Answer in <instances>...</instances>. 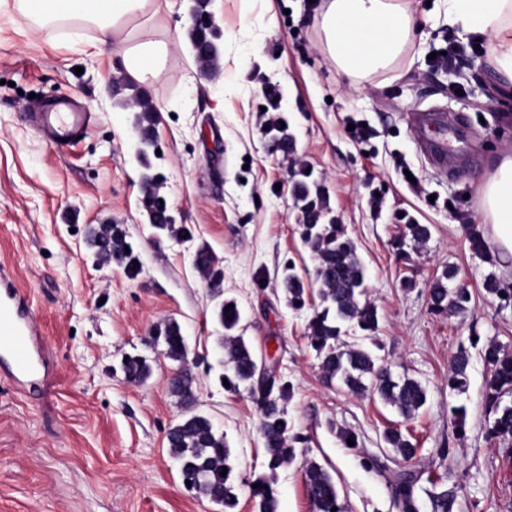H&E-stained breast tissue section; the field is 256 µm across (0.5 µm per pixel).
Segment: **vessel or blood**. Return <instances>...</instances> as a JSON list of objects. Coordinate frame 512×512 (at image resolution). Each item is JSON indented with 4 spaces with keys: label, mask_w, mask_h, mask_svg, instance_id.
<instances>
[{
    "label": "vessel or blood",
    "mask_w": 512,
    "mask_h": 512,
    "mask_svg": "<svg viewBox=\"0 0 512 512\" xmlns=\"http://www.w3.org/2000/svg\"><path fill=\"white\" fill-rule=\"evenodd\" d=\"M88 115L72 110L46 112L42 123L53 132L54 142H75L86 127ZM0 360L8 378L18 380L40 371L38 332L29 304L9 276L0 271Z\"/></svg>",
    "instance_id": "1"
}]
</instances>
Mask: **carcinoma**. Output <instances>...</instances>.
Here are the masks:
<instances>
[{
  "mask_svg": "<svg viewBox=\"0 0 512 512\" xmlns=\"http://www.w3.org/2000/svg\"><path fill=\"white\" fill-rule=\"evenodd\" d=\"M206 4L196 5L195 21L190 30L197 59L208 69L219 68L220 51L211 36L210 19ZM265 131L269 142L276 150L288 156L294 153V136L288 119L280 114L272 115ZM307 165L296 163L291 168L290 182L292 194L301 213V237L316 261L315 285L319 305L314 308L307 325L310 347L320 360L322 377L331 382L339 380L349 392L363 395L370 392L382 401L394 406L406 421L415 418L427 402L428 392L421 381L405 376L395 379L388 368L378 362L371 351L357 345L341 342L343 328H353L369 336L378 329V312L367 298L365 267L357 256L352 240L347 236L344 225L335 223L327 202V191L323 182L306 172ZM147 193L144 205L149 219L159 231L186 234L188 229L175 228L167 221V205L160 204L158 193L160 176L146 174L143 177ZM431 238V229L426 224H404L400 236L395 241L399 255L408 256V250L423 248ZM98 252L105 257H113L124 262L130 258L125 252L129 245L126 233L114 224L99 228L93 238ZM472 250L485 261L493 263L497 258L490 253L486 241L477 230L470 237ZM196 266L203 276L215 283L221 281L222 272L217 268L216 259L205 249L198 250ZM456 271L446 270L428 289V300L432 310L450 317L463 315L468 311L471 294L468 288L448 287L455 279ZM282 288L288 298V305L300 310L306 304L308 291L305 282L293 272L285 273ZM487 293L498 300L502 307L512 306V284L495 277L485 280ZM223 291L216 290L219 298L217 316L224 326V379L229 389L247 390L256 400L264 403L260 407L259 432L264 446L265 472L255 479H241L237 471L231 448L218 434L209 417L197 413L193 407L197 401L194 387L195 378L188 364V350L180 326L175 322L165 323L157 332L156 339L163 341L166 357L179 363L169 387L184 405L186 412L167 432L166 438L170 453L179 464L182 480L191 481L189 490L196 496L205 498L223 508V512H235L239 504V485L248 486L256 512H278L276 482L278 472L288 466L297 456L295 444L301 442L290 434L287 402L292 386L280 379L259 389L255 380L260 373L258 360L247 345L244 336L237 333L241 315L236 301L222 299ZM233 305L225 310L227 305ZM485 364L491 376L485 393L486 406L492 420L487 426V436L498 442H512V401L504 402V396L512 394V354L504 351L493 341H488L481 349ZM471 353L465 345H460L450 361L448 387L462 392L466 389ZM122 370L129 382L141 383L152 372L151 365L140 356H128L122 362ZM383 441L394 457L407 464V468L397 473L393 483V495L399 512H419L415 496V486L424 471L419 468L418 448L397 428L384 431ZM227 473H222V470ZM305 484L314 512H344L339 502L336 479L321 464L314 460L306 463Z\"/></svg>",
  "mask_w": 512,
  "mask_h": 512,
  "instance_id": "carcinoma-1",
  "label": "carcinoma"
}]
</instances>
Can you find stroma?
Wrapping results in <instances>:
<instances>
[{"label":"stroma","instance_id":"obj_1","mask_svg":"<svg viewBox=\"0 0 512 512\" xmlns=\"http://www.w3.org/2000/svg\"><path fill=\"white\" fill-rule=\"evenodd\" d=\"M191 5L170 0L148 22L149 35L171 51L146 85L128 77L119 46L93 52L91 26L38 29L21 8L0 13V267L30 304L49 372L40 392L0 377V512H221L184 488L168 453L167 432L182 414L168 388L177 365L151 339L167 321L186 340L198 411L223 434L242 474L261 472L259 406L221 380L224 328L194 263L202 246L223 272L225 297L238 304L246 342L293 385L288 419L306 451L278 473V512H313L303 481L310 459L335 477L346 512H399L392 485L400 467L382 434L402 424L437 491L447 492L449 512H512V449L486 435L490 370L481 356L471 359L465 392L448 388L450 359L470 337L512 351V307H499L483 287L487 276L506 279L512 261L485 262L468 240L469 225L490 230L478 191L493 159L512 148V86L496 80L478 41H462L459 64L433 65L430 53L458 40L441 0H408L416 40L391 70L354 88L323 51L320 12L309 0H224L222 73L210 79L189 40ZM270 86L296 136L291 159L271 151L264 134ZM137 94L154 107L156 152L148 160L191 239L156 234L143 205L139 129L121 104ZM63 99L91 113L69 147L50 142L33 121ZM428 111L445 112L450 123L422 137L412 115ZM362 122L373 132L366 142L348 129ZM427 136L446 142L453 167L432 162ZM297 160L323 178L336 221L366 267L379 317L373 353L394 378L427 388L411 422L372 394L326 382L308 344L312 307H288L284 267L310 282L316 266L289 181ZM408 170L417 186L407 183ZM373 193L380 207L371 206ZM402 212L431 229L406 260L393 246ZM102 224L125 231L135 269L96 255L89 231ZM450 266L471 293L462 317L434 312L427 300ZM408 279L416 288H404ZM137 354L152 374L131 384L121 361ZM459 405L467 411L461 437L450 421ZM344 429L357 434L358 447L343 445Z\"/></svg>","mask_w":512,"mask_h":512}]
</instances>
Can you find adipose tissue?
Returning a JSON list of instances; mask_svg holds the SVG:
<instances>
[{
	"instance_id": "obj_1",
	"label": "adipose tissue",
	"mask_w": 512,
	"mask_h": 512,
	"mask_svg": "<svg viewBox=\"0 0 512 512\" xmlns=\"http://www.w3.org/2000/svg\"><path fill=\"white\" fill-rule=\"evenodd\" d=\"M37 24L77 19L96 30L97 44L123 45V63L134 80L158 78L167 43L144 38L142 24L157 0H26ZM448 24L460 34L487 36V59L501 81L512 84V0H447ZM402 0H327L319 40L347 85L390 70L416 36ZM479 206L491 224L489 244L512 256V151H503L479 189Z\"/></svg>"
}]
</instances>
